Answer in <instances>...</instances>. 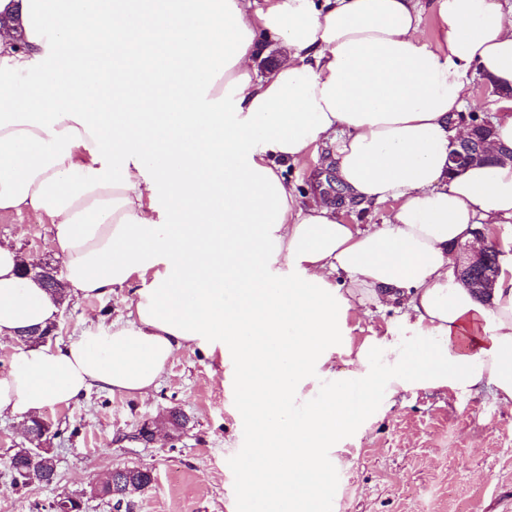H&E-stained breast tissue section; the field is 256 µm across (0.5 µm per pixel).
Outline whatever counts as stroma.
I'll return each instance as SVG.
<instances>
[{
	"label": "stroma",
	"mask_w": 512,
	"mask_h": 512,
	"mask_svg": "<svg viewBox=\"0 0 512 512\" xmlns=\"http://www.w3.org/2000/svg\"><path fill=\"white\" fill-rule=\"evenodd\" d=\"M25 257L63 268L48 221L0 216V240ZM130 289L104 298H71L60 308L54 340L63 344L91 325L126 315ZM187 417L172 432L171 409ZM41 441L56 459L48 487L15 485L12 455L29 447L22 419L0 417V512H50L73 496L80 512H114L93 487L118 467L151 470L154 480L130 497V512H234L241 495L238 459L249 436L230 370L196 348L178 351L156 389L143 396L89 391L67 406H48ZM150 441L137 439L142 425ZM334 512H512V406L481 391L467 398L435 391L406 395L338 453Z\"/></svg>",
	"instance_id": "35a3bbf8"
}]
</instances>
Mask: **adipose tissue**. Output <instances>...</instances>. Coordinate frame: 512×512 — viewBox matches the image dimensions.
Here are the masks:
<instances>
[{
	"instance_id": "1",
	"label": "adipose tissue",
	"mask_w": 512,
	"mask_h": 512,
	"mask_svg": "<svg viewBox=\"0 0 512 512\" xmlns=\"http://www.w3.org/2000/svg\"><path fill=\"white\" fill-rule=\"evenodd\" d=\"M424 8L0 0V214L49 220L64 295L132 291L128 319L18 346L0 415L146 394L194 346L235 367L248 512H327L337 448L399 394L487 387L512 404V238L485 302L451 249L512 227V164L448 172L469 69L512 87V7L433 0L431 45ZM265 38L281 54L262 71ZM319 144L347 195L389 205L381 226L282 177ZM21 261L0 242V339L60 310ZM396 300L399 335L353 345L350 311Z\"/></svg>"
}]
</instances>
